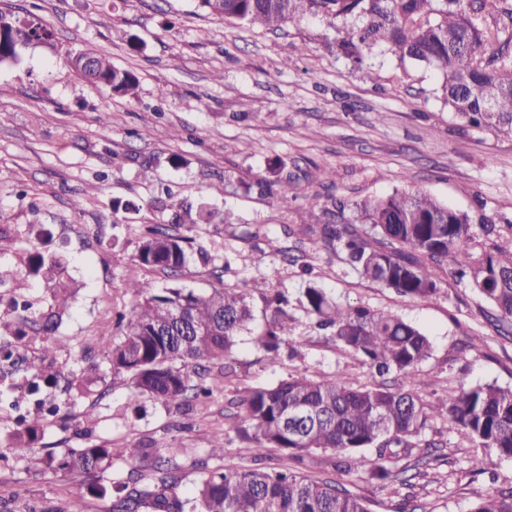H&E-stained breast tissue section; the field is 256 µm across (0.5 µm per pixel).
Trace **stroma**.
<instances>
[{"instance_id": "obj_1", "label": "stroma", "mask_w": 512, "mask_h": 512, "mask_svg": "<svg viewBox=\"0 0 512 512\" xmlns=\"http://www.w3.org/2000/svg\"><path fill=\"white\" fill-rule=\"evenodd\" d=\"M0 12L38 19L50 43L22 49L0 65V298L22 296L47 309L50 285L27 274L32 245L63 258V281L76 288L57 335L63 373H90L106 363L105 323L131 315L126 283L135 270L140 227L175 223L180 203L204 209L206 222L181 227L213 260L190 259L182 275L150 273L158 287L241 288L264 279L287 290L297 319L305 288H323L344 305L390 310L423 329L432 341L415 389L427 401L458 389L494 384L512 389V341L497 336L486 301L448 271L433 269L439 293L411 301L361 278L341 251L315 243L304 265L269 254L266 238L286 226L320 224L311 196L347 203L420 187L448 205L512 218V140L460 126L441 95V76L389 53L374 59V80L363 79L338 54L329 21L306 16L278 31L228 22L198 9L196 0H0ZM108 54L138 77L134 97H119L79 79L70 54L83 45ZM223 81H215V73ZM109 115L102 124L101 115ZM284 179L270 190L255 183L271 162ZM152 176L143 179V167ZM336 171L334 181L324 169ZM226 192H217L218 184ZM95 196L74 209L88 186ZM170 187L165 198L160 187ZM288 192L291 202L276 198ZM132 202L136 211H124ZM262 303L239 340L235 373L204 409L144 401L126 411L127 390L105 380L82 397L42 388L60 411L34 449L44 454L108 442L116 448L190 449L206 459L213 429H223L228 468H277L278 452L255 458L233 420L229 399L277 383L294 368L317 379L344 370L367 376L333 342L304 331L298 357L270 367L253 339L265 326ZM16 427L0 409V512H105L109 499L88 494L81 476L28 470L6 456L1 440ZM425 476L411 484L375 483L362 472L329 465L328 453L306 457L300 472L336 481L369 512H471L478 495L512 487V458L494 475H474L473 447L447 420L431 421Z\"/></svg>"}]
</instances>
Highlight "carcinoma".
Segmentation results:
<instances>
[{"label":"carcinoma","mask_w":512,"mask_h":512,"mask_svg":"<svg viewBox=\"0 0 512 512\" xmlns=\"http://www.w3.org/2000/svg\"><path fill=\"white\" fill-rule=\"evenodd\" d=\"M209 15L278 30L306 15L336 23V46L361 72L373 79L366 58L385 48L400 61L432 67L442 76L441 91L448 108L465 127L512 138V0H197ZM52 32L39 22L21 25L0 13V64L18 60L20 50L44 44ZM91 58L90 75L80 60ZM72 71L92 85L118 96L135 94L134 71L116 67L112 58L92 46L74 52ZM312 207L334 220L315 228L309 224L285 231L294 238L288 247L271 238L272 253L291 262L305 253L304 243L316 240L339 248L348 264L365 279L408 299H429L440 288L428 265L446 269L493 307L504 334L512 335V241L499 240L494 219L476 218L448 206L423 189L395 191L352 205L333 198ZM353 207L358 223L346 219ZM482 225L476 236L471 224ZM189 239L165 224L141 225L136 265L178 277L188 259ZM28 272L54 283L49 312L29 321L14 298L0 310V328L13 329L17 344L41 341V354L26 359L47 384L62 377L53 356L68 342L54 337L75 290L58 279L61 259L34 248L27 256ZM135 298L132 316L115 324L107 342L112 383L129 389L127 406L138 411L142 400L168 407L205 406L234 372V348L253 319L254 296L261 297L270 320L254 337L267 364L297 353L298 320L282 292L271 294L266 282L254 279L245 289L196 291L179 286L156 288L147 278L127 283ZM301 305L315 328L325 332L375 378L355 383L343 371L323 379L296 369L275 385L247 391L241 405L248 426L242 440L255 456L275 448L286 460L300 461L312 451L344 456L349 470L365 471L373 480L391 477L386 463L416 456L420 437L432 418H442L471 438L482 452L473 468L493 469L497 459L512 457V390L494 384L461 388L424 401L413 385L432 343L421 329L392 311L344 306L321 288L308 287ZM33 324L35 335L25 330ZM50 414L36 402L20 428L9 435L11 452L30 467L55 475L94 477L119 467L112 490L95 483L91 494L112 493L109 512H368L362 501L334 481L300 476L289 468L226 470L195 462L186 467V448H166L153 454L146 448L85 446L58 455L37 454L33 444ZM371 452L366 457L363 451ZM191 481L186 494L182 484ZM472 512H512V489L487 493Z\"/></svg>","instance_id":"obj_1"}]
</instances>
